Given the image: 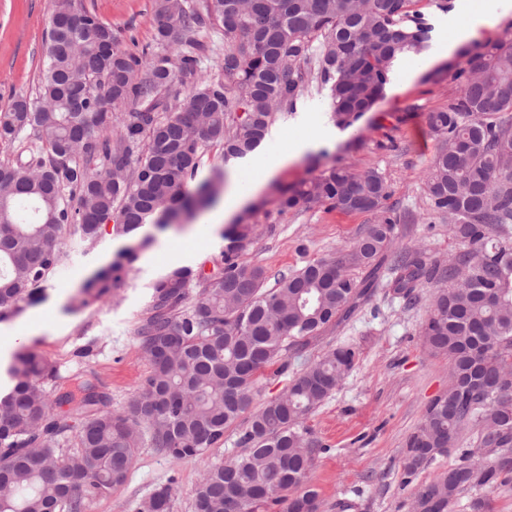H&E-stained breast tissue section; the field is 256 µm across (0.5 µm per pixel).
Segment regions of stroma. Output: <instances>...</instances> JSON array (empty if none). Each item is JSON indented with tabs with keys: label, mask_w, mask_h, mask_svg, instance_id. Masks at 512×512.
Here are the masks:
<instances>
[{
	"label": "stroma",
	"mask_w": 512,
	"mask_h": 512,
	"mask_svg": "<svg viewBox=\"0 0 512 512\" xmlns=\"http://www.w3.org/2000/svg\"><path fill=\"white\" fill-rule=\"evenodd\" d=\"M82 4L111 24L122 48L137 53L153 44V0ZM415 8L431 28L426 48L397 59L382 96L358 120L334 127L327 93L307 94L293 113L276 120L262 143V151H285L312 129H335L330 149L308 151L288 164L241 212L257 224L243 258L265 269L267 287L309 262L347 257L359 234L374 223L371 213H343L319 205L280 211L282 190L334 166L355 172L374 169L386 179L387 205L397 220L395 251L417 247L436 262L462 250L447 220L429 206L425 182L438 142L427 116L456 96L455 74L468 53L484 43L512 40V10L494 33L457 46L442 58L438 52L450 19H471L481 0H417ZM49 15L50 0H0V113L15 97H37ZM208 215V209L200 208L166 229L147 224L124 237L115 236L107 223L91 242L65 235L62 260L42 283L40 294L0 316L4 324L23 322L35 312L47 318L48 328L25 348L58 369L57 379L44 383L54 412H65L60 398L78 374L108 397L112 411L127 408L150 370L136 329L147 314L152 284L181 266L213 272L221 259L223 233L197 235ZM117 262L123 265L119 282L101 292L102 277L111 276ZM390 278L389 268H382L378 288L348 321L328 327L304 348L289 350L287 371L268 368L252 402L257 408L281 394L327 350L350 346L358 351L341 385L305 420L321 445L306 481L318 494L319 512H410L418 488L458 460L457 453H450L411 484L402 482L406 443L421 425L429 401L447 390L448 361L431 354L421 341L433 297L430 284L416 288L409 303L393 292ZM241 431L238 424L228 428L223 441L201 460L175 462L143 445L125 483L96 499L86 512H135L136 503L163 486L172 489V512H193L194 489L204 469L239 452Z\"/></svg>",
	"instance_id": "1"
}]
</instances>
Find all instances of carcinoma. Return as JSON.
<instances>
[{
	"mask_svg": "<svg viewBox=\"0 0 512 512\" xmlns=\"http://www.w3.org/2000/svg\"><path fill=\"white\" fill-rule=\"evenodd\" d=\"M414 4L209 0L203 15L192 0H154L156 44L182 49L146 61L121 48L112 26L80 0H51L38 98H19L0 115V140L17 145L16 157L0 160V312L59 265L64 234L92 241L114 212L118 235L148 222L165 228L212 203L219 173L187 191L208 150L245 157L304 93L329 89L336 124H352L389 83L395 60L428 41ZM206 15L224 31V66L196 85L206 45L194 34ZM456 79L458 97L428 114L440 149L426 190L464 249L446 264L405 250L392 269L391 288L408 301L419 285L433 284L422 342L450 368L448 391L427 406L407 443L405 479L448 455L471 425L477 440L417 490L412 512H483L471 492L512 474V47L484 46ZM177 82L190 86L182 101L172 94ZM126 103L134 109L113 113ZM388 198L378 171L332 167L286 190L279 207L378 215L349 255L374 271L395 240ZM253 228L242 219L224 231L222 275L183 266L155 281L137 328L151 370L125 411L112 412L86 378L62 397L69 411L54 414L43 385L56 366L34 353L16 356L11 386L0 394V512H84L126 481L146 441L175 462L203 457L247 412L267 368L279 361L285 370L288 349L348 316L376 285L325 259L267 288L264 268L241 260ZM356 358L349 347L329 351L252 414L241 451L206 469L194 512H318L317 494L303 488L317 450L303 420ZM171 508L164 486L136 512Z\"/></svg>",
	"mask_w": 512,
	"mask_h": 512,
	"instance_id": "1",
	"label": "carcinoma"
}]
</instances>
